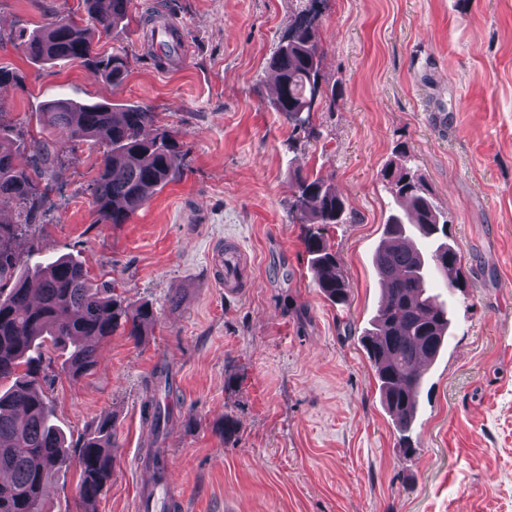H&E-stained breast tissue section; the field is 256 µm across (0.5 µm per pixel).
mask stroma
Here are the masks:
<instances>
[{"instance_id": "stroma-1", "label": "stroma", "mask_w": 512, "mask_h": 512, "mask_svg": "<svg viewBox=\"0 0 512 512\" xmlns=\"http://www.w3.org/2000/svg\"><path fill=\"white\" fill-rule=\"evenodd\" d=\"M305 0H132L131 22L99 35L121 51L118 87L80 62L43 64L15 42L48 11L92 21L79 0H0V132L53 139L60 162L47 212L22 241L23 268L83 257L157 322L141 344L114 335L79 380L47 349L43 384L70 450L113 418L112 479L94 512H138L151 444L172 466L177 512H512V0H322L323 86L304 129L271 105L267 63ZM180 26L188 53L156 57L149 18ZM147 106L185 144L177 178L126 224H100L90 185L100 144L36 123L45 101ZM442 213L459 252L445 351L424 376L409 447L386 412L361 338L380 285L374 253L393 207L382 173L399 159ZM324 179L347 220L326 227L351 289L317 288L295 207L296 176ZM251 262L224 291L220 257ZM166 366L176 398L160 430L145 421ZM237 434L224 440L225 418ZM77 462L50 480L46 512H85Z\"/></svg>"}]
</instances>
